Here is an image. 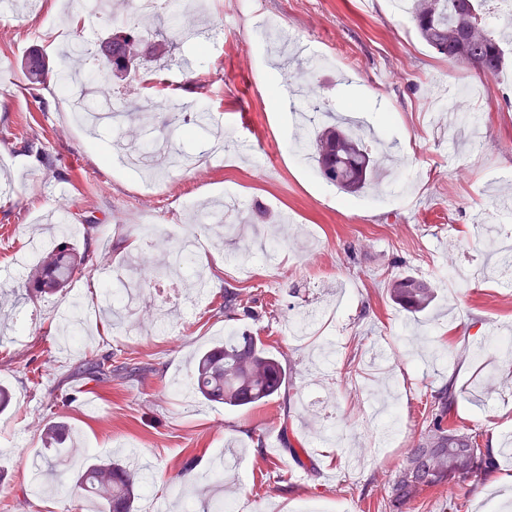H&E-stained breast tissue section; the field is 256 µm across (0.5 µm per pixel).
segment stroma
Returning a JSON list of instances; mask_svg holds the SVG:
<instances>
[{"label":"stroma","mask_w":512,"mask_h":512,"mask_svg":"<svg viewBox=\"0 0 512 512\" xmlns=\"http://www.w3.org/2000/svg\"><path fill=\"white\" fill-rule=\"evenodd\" d=\"M131 0L93 16L89 0H12L0 11V512H95L72 474L94 457L141 461L148 479L136 512H385L384 484L412 448L431 390L458 389L455 424L484 438L512 437V287L499 280L498 200L512 197V62L490 79L448 64L419 38L392 0H193L161 26L206 30L207 51L178 40L180 66L154 85L145 75L111 79L112 98L140 112L125 122L129 142L162 135L158 103L201 104L214 121L185 139L191 171L146 180L107 161L112 128L89 138L62 103L60 52L122 23ZM83 26L73 27L74 16ZM287 30L303 54L274 64L261 27ZM49 58L34 85L24 71L32 49ZM446 76L457 114L449 125L431 98ZM295 90V105L270 111L264 86ZM383 130L393 161L377 183L346 194L316 174L301 139L324 112ZM152 189H145V182ZM235 192L243 202L224 242L198 222L207 203ZM63 214L69 241L93 262L54 295L26 287L35 241L50 212ZM158 243L142 246V227ZM205 256L207 288L193 271L175 277L168 254L183 235ZM466 276L449 282V268ZM413 275L436 286L429 309L410 316L383 281ZM134 282L138 300L119 319L104 316L103 291ZM250 298L249 313L225 317L224 291ZM81 298L87 327L72 352L61 323ZM319 314L315 334L295 336L293 319ZM259 336L291 365L293 382L273 400L240 410L184 396L190 361L227 329ZM335 341L327 369L312 363L323 338ZM118 354L145 376L96 382L82 364ZM396 409L391 437L370 420L375 403ZM65 421L71 439L44 445V429ZM336 421L338 437L324 439ZM497 489L440 487L409 512H506L512 458Z\"/></svg>","instance_id":"stroma-1"}]
</instances>
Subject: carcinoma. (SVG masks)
<instances>
[{"label":"carcinoma","instance_id":"1","mask_svg":"<svg viewBox=\"0 0 512 512\" xmlns=\"http://www.w3.org/2000/svg\"><path fill=\"white\" fill-rule=\"evenodd\" d=\"M486 0H406V13L420 39L448 62L496 75L506 60V40L492 34L483 17ZM142 35L123 26L100 42V52L114 75L134 65L136 46ZM25 68L33 84L47 72L44 56L34 52ZM312 159L321 175L346 192L364 189L380 169L364 138L326 127L318 132ZM90 261L88 252L65 243L47 255L30 276L28 287L51 294L68 286L81 266ZM390 299L410 314L424 312L434 299V286L414 276H393L387 281ZM248 311L243 293L224 290V313ZM292 381V371L265 349L257 336L231 332L224 340L194 358L190 386L196 398L221 402L241 409L277 396ZM455 404L453 383L434 391L427 425L407 453L386 496L392 512L406 509L427 492L448 486L475 488L498 469L489 449L476 437L450 422ZM46 439L59 445L70 435L63 422H51ZM141 475L136 467L97 459L75 475V487L105 512H134L135 486Z\"/></svg>","mask_w":512,"mask_h":512}]
</instances>
